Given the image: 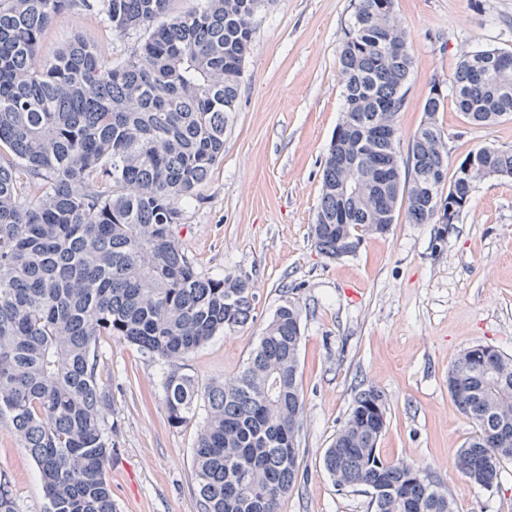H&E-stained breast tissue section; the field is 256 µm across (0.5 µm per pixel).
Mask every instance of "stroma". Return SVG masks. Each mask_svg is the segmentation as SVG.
<instances>
[{
    "label": "stroma",
    "mask_w": 512,
    "mask_h": 512,
    "mask_svg": "<svg viewBox=\"0 0 512 512\" xmlns=\"http://www.w3.org/2000/svg\"><path fill=\"white\" fill-rule=\"evenodd\" d=\"M356 0H265L255 14L237 110L224 156L193 197L177 199L178 234L202 275L231 274L253 288V319L189 354L183 370L200 391L233 377L276 310L301 311L304 423L302 478L281 512H371L364 488L338 489L323 455L360 384L388 402L379 448L390 462L415 464L446 488L456 512H512V461L497 483L469 484L454 459L473 423L448 393V368L465 348L512 355V177L479 180L457 223L411 224L366 239L336 261L315 246L312 226L322 169L341 118L338 51ZM411 34L414 65L397 125L419 126L432 82L448 83L464 51L512 50V0H395ZM97 41L113 61L144 33L115 34L103 18L61 14L44 38L53 51L73 33ZM448 166L483 145L512 148V118L470 124L455 105L439 113ZM100 380L112 393L116 428L110 473L117 512H200L192 453L206 410L174 428L166 418V366L110 337L101 341ZM0 478L19 512H43L34 461L0 421Z\"/></svg>",
    "instance_id": "35a3bbf8"
}]
</instances>
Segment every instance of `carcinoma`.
I'll list each match as a JSON object with an SVG mask.
<instances>
[{
  "instance_id": "obj_1",
  "label": "carcinoma",
  "mask_w": 512,
  "mask_h": 512,
  "mask_svg": "<svg viewBox=\"0 0 512 512\" xmlns=\"http://www.w3.org/2000/svg\"><path fill=\"white\" fill-rule=\"evenodd\" d=\"M262 2L203 0L172 15L170 0H0V419L38 467L43 512H116L103 337L168 365L165 410L178 428L199 396L179 361L252 320L249 282L203 276L185 254L175 200L192 196L224 154ZM71 11L148 36L115 63L79 33L43 55L48 29ZM412 69L395 0H357L339 53L348 136L329 147L312 225L330 260L387 234L402 209L409 223L432 224L443 193L471 200L476 180L448 173L437 118L445 97L428 94L401 152L397 115ZM451 87L469 123L511 118L512 52L464 54ZM484 163L512 176V149L490 145ZM301 341L300 310L288 301L243 369L205 393L192 454L200 512H279L296 486ZM448 392L475 427L455 467L490 487L512 460V355L467 348L448 368ZM386 423L383 393L360 389L323 457L336 486L365 488L372 512H455L419 468L381 457ZM0 512H17L5 481Z\"/></svg>"
}]
</instances>
